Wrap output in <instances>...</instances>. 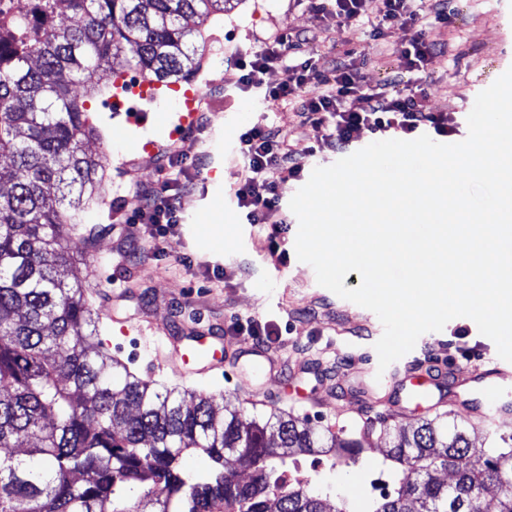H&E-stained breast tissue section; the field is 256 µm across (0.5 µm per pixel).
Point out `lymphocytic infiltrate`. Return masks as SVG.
<instances>
[{"label":"lymphocytic infiltrate","mask_w":512,"mask_h":512,"mask_svg":"<svg viewBox=\"0 0 512 512\" xmlns=\"http://www.w3.org/2000/svg\"><path fill=\"white\" fill-rule=\"evenodd\" d=\"M414 0H314V8H329L338 28L369 24L371 39H385L390 29L401 25L412 29L413 35L402 47V67L422 73L429 58L444 53L441 43L427 40L428 24L448 22L445 0H432L428 9L415 8ZM306 33L291 36L274 35L261 40L258 49L236 51L231 58L232 81L243 92L261 91L271 100L294 98L296 110L321 132V139L330 146L349 149L360 132L368 129L386 133L393 131L407 137L422 133L443 139L454 134L447 113L426 112L421 107L425 93L422 85L408 92L389 94L380 88L363 87L353 64L337 61L329 76L323 77L322 91L312 97L301 96V89L316 73L312 59H286L287 43L307 41ZM287 66L288 81L277 87L264 84V76L278 66ZM242 172L236 191L238 206L252 224L274 223L280 210V183L296 179L304 169L301 157L288 148L281 127L263 122L242 130L237 137ZM183 183L172 189L146 194L141 207L132 215V222L151 225L155 235L163 237L180 224L179 199Z\"/></svg>","instance_id":"1"}]
</instances>
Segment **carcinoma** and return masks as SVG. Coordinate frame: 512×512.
Returning <instances> with one entry per match:
<instances>
[{
  "label": "carcinoma",
  "mask_w": 512,
  "mask_h": 512,
  "mask_svg": "<svg viewBox=\"0 0 512 512\" xmlns=\"http://www.w3.org/2000/svg\"><path fill=\"white\" fill-rule=\"evenodd\" d=\"M226 2L12 0L0 11V448L31 440L0 454V512H322L308 483L282 479L288 460L360 459L359 437L324 436L285 413H221L204 394L132 375L103 351L87 301V251L73 231L105 168L106 153L87 144L106 140L75 87L127 91L117 73L93 83L126 50L149 81L187 79L205 51L192 39L200 18ZM67 13L79 23L61 29ZM195 452L213 463L204 478L180 468ZM230 453L250 481L224 470ZM384 459L393 495L373 512H512L500 480L512 475V434L479 449L464 428L426 419L394 435ZM134 487L141 497L126 494Z\"/></svg>",
  "instance_id": "obj_1"
}]
</instances>
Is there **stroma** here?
<instances>
[{
  "mask_svg": "<svg viewBox=\"0 0 512 512\" xmlns=\"http://www.w3.org/2000/svg\"><path fill=\"white\" fill-rule=\"evenodd\" d=\"M451 24L427 29L428 39L446 44L447 52L426 67L427 92L421 104L428 112L448 113L456 126L453 142L468 135L467 114L476 96L512 68V0H448ZM200 28L206 39L201 66L189 81L160 90L155 96L123 93L118 98L89 100L94 121L109 128L107 180L100 199L83 213L82 229L99 236L90 264L88 297L100 318L105 350L137 376L167 387L210 396L216 406H238L246 413L282 411L308 420L320 431L368 433L369 446L359 464L336 469L300 457L297 476L311 481L324 503L344 497L350 512H369L380 491L384 430L405 426L389 398L368 404L361 383L373 382L378 371L375 344L383 326L370 310L342 299L318 285L313 268L295 253L298 220L288 204L302 180L279 187L286 223L278 237L284 256L270 253L268 225L251 224L238 208L239 129L261 120L282 125L292 149L305 154L307 169L333 164L337 151L321 145L317 130L299 117L292 104L265 99L261 93L234 88L227 61L235 49L256 47L259 38L276 32H306L304 49L318 70L336 59L353 57L367 87L402 89L407 76L398 56L411 32L395 27L386 39L374 41L362 31H340L332 16L311 9L306 0H237L234 8L208 15ZM196 96L203 122L182 130L180 98ZM200 161L202 167L180 199L182 222L175 233L151 238L145 225L130 222L139 205L128 194L132 181L161 188L169 168L155 157L170 151ZM255 320L273 328L267 337L270 354L288 369L263 377L269 405L253 408L238 381L234 353L241 341L236 329ZM152 322L161 333L188 348L197 341L222 337L224 374L180 378L176 367L156 370L145 339L133 328ZM498 357L492 340L468 318L451 320L442 331L423 334L414 349L395 363L410 362L449 369L447 402L438 407L463 424L475 441L494 433H512V418L494 422L479 418L478 409L493 411L497 402H512V388L497 400H484L475 374ZM322 398L319 406L306 404Z\"/></svg>",
  "mask_w": 512,
  "mask_h": 512,
  "instance_id": "35a3bbf8",
  "label": "stroma"
}]
</instances>
